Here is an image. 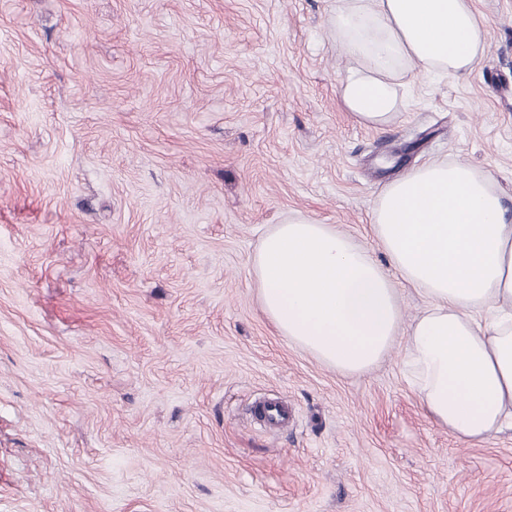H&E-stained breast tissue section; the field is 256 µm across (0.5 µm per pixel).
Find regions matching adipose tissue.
<instances>
[{
	"mask_svg": "<svg viewBox=\"0 0 512 512\" xmlns=\"http://www.w3.org/2000/svg\"><path fill=\"white\" fill-rule=\"evenodd\" d=\"M336 37L352 59L346 109L381 128L398 110L396 75L471 74L487 48L473 0H351ZM390 265L328 224H279L252 273L282 336L342 374L370 369L405 338L421 407L479 443L512 428V220L492 175L434 161L392 181L370 215ZM430 305L405 321L400 284Z\"/></svg>",
	"mask_w": 512,
	"mask_h": 512,
	"instance_id": "1",
	"label": "adipose tissue"
}]
</instances>
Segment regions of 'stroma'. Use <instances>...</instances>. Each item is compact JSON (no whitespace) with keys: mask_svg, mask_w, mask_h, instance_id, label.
Here are the masks:
<instances>
[{"mask_svg":"<svg viewBox=\"0 0 512 512\" xmlns=\"http://www.w3.org/2000/svg\"><path fill=\"white\" fill-rule=\"evenodd\" d=\"M343 3L0 0V512H512V429L426 417L404 341L344 375L259 307L291 219L388 266L370 212L408 169L466 162L512 209V0L381 129L341 99ZM254 409L257 421L270 429L287 427L292 420L291 409L281 402L260 399L255 402Z\"/></svg>","mask_w":512,"mask_h":512,"instance_id":"1","label":"stroma"}]
</instances>
